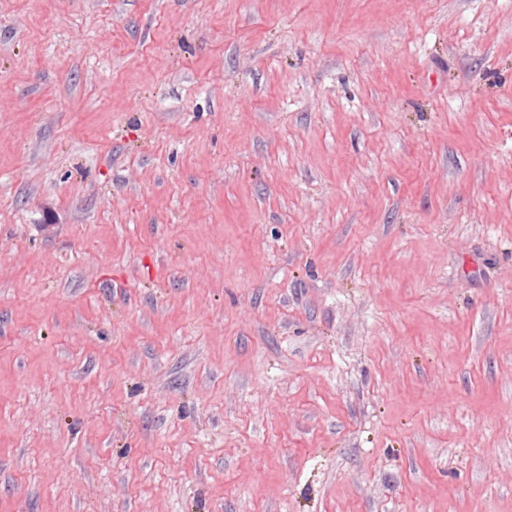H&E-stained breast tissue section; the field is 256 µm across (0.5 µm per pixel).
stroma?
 Listing matches in <instances>:
<instances>
[{"mask_svg": "<svg viewBox=\"0 0 512 512\" xmlns=\"http://www.w3.org/2000/svg\"><path fill=\"white\" fill-rule=\"evenodd\" d=\"M0 512H512V0H0Z\"/></svg>", "mask_w": 512, "mask_h": 512, "instance_id": "35a3bbf8", "label": "stroma"}]
</instances>
